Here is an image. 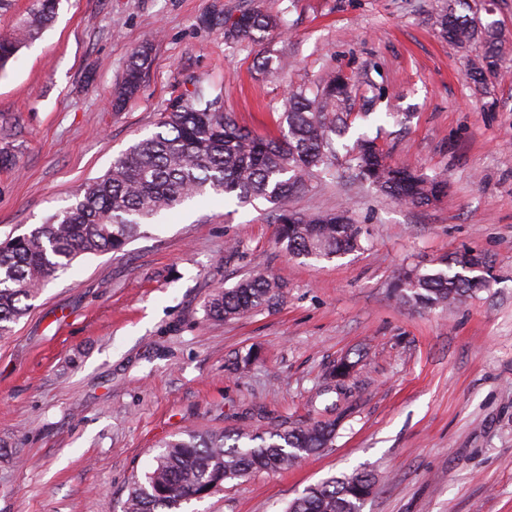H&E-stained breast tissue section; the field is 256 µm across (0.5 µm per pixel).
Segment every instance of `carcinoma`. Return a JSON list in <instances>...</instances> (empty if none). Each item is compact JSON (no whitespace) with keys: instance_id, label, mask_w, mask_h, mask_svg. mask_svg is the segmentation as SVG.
Segmentation results:
<instances>
[{"instance_id":"carcinoma-1","label":"carcinoma","mask_w":512,"mask_h":512,"mask_svg":"<svg viewBox=\"0 0 512 512\" xmlns=\"http://www.w3.org/2000/svg\"><path fill=\"white\" fill-rule=\"evenodd\" d=\"M60 0H30L25 24L0 38V73L27 43L56 17ZM433 25L448 42L481 53L467 71L475 87L485 90L503 58L507 38L496 24L482 23L468 0H443L431 14ZM281 27L278 19L258 10L244 12L224 30L230 41L254 40ZM148 48L128 61L112 109L119 112L137 94L149 69ZM355 79L331 72L313 86L288 89L282 102L281 134L263 137L241 128L210 96L201 82L168 102L159 131L130 145L111 168L88 183L70 206L52 214L29 232L0 246V336L9 332L30 308L29 301L55 273L86 254L117 253L141 228L163 211L207 193L243 205L258 199L276 209L278 243L295 260L332 261L361 248L363 228L345 211L307 215L293 199L319 176L334 174L335 137L351 124ZM355 177L380 193L418 207L448 196L446 182L409 164L387 160L376 140L362 134L352 148ZM468 251L441 258L422 272L398 277L396 297L418 307H452L487 285L466 277ZM284 285L261 272L222 288L205 304V317L229 321L268 307ZM359 360L345 356L330 365L324 390H341ZM336 421L293 425L276 422L263 432L245 428L190 431L161 445L151 470L131 484L122 512H176L182 502L203 497L228 480L259 471L286 470L328 447ZM374 477L356 471L331 477L288 503L285 512H361L373 492Z\"/></svg>"}]
</instances>
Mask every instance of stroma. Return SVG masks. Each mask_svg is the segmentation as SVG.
Listing matches in <instances>:
<instances>
[{
    "label": "stroma",
    "mask_w": 512,
    "mask_h": 512,
    "mask_svg": "<svg viewBox=\"0 0 512 512\" xmlns=\"http://www.w3.org/2000/svg\"><path fill=\"white\" fill-rule=\"evenodd\" d=\"M435 0H62L43 36L0 75V241L68 206L169 100L200 81L257 134H277L292 85L355 78L344 137L376 138L396 163L448 183L430 207L334 178L294 206L348 211L358 252L300 263L277 243L272 204L201 197L159 216L124 252L87 254L52 279L0 337V512H121L162 440L191 429L264 431L338 420L333 444L285 472L225 482L180 512H284L306 488L357 469L376 487L362 512H512V45L489 82L430 19ZM259 9L286 32L224 40V20ZM153 63L122 111L112 95L133 52ZM288 56L283 77L261 67ZM469 248L495 277L457 306L393 295L402 270ZM263 270L272 308L206 320L220 288ZM361 362L344 400L327 367Z\"/></svg>",
    "instance_id": "obj_1"
}]
</instances>
